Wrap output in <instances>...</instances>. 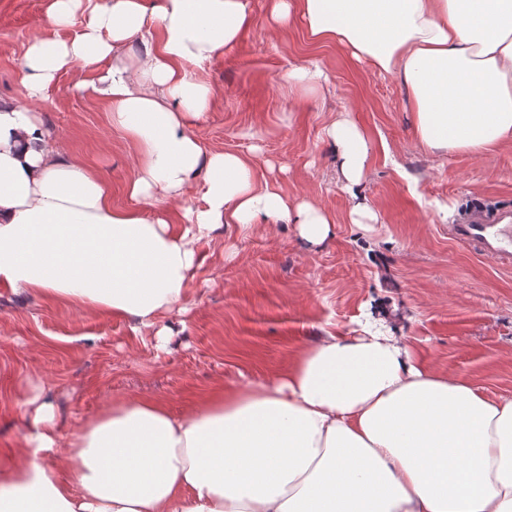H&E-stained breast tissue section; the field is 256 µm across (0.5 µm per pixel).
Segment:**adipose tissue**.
Returning a JSON list of instances; mask_svg holds the SVG:
<instances>
[{
    "label": "adipose tissue",
    "instance_id": "ef3b65f1",
    "mask_svg": "<svg viewBox=\"0 0 512 512\" xmlns=\"http://www.w3.org/2000/svg\"><path fill=\"white\" fill-rule=\"evenodd\" d=\"M271 36L300 17L405 85L418 143L478 159L512 142V0H270ZM69 38L34 36L29 98L59 72H93L138 163L126 192L63 155L38 112L0 102V288L174 334L194 245L219 226L296 224L321 245L336 222L258 182L248 156L205 152L190 127L213 106L196 67L250 27L247 0H44ZM146 50L130 66L129 42ZM355 224L369 134L349 111L325 128ZM201 196H194L195 187ZM183 201L173 223L161 200ZM0 466V512H512V399L426 365L382 320L326 331L276 378L217 386L181 414L164 400H113L68 435L41 392ZM67 470L69 480L60 479Z\"/></svg>",
    "mask_w": 512,
    "mask_h": 512
}]
</instances>
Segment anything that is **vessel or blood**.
Here are the masks:
<instances>
[{
	"instance_id": "1",
	"label": "vessel or blood",
	"mask_w": 512,
	"mask_h": 512,
	"mask_svg": "<svg viewBox=\"0 0 512 512\" xmlns=\"http://www.w3.org/2000/svg\"><path fill=\"white\" fill-rule=\"evenodd\" d=\"M450 236L459 245L496 259L501 265H512V219L504 214L492 218L479 215L467 223L452 225Z\"/></svg>"
}]
</instances>
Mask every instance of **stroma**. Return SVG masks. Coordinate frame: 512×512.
I'll return each mask as SVG.
<instances>
[{
    "label": "stroma",
    "instance_id": "obj_1",
    "mask_svg": "<svg viewBox=\"0 0 512 512\" xmlns=\"http://www.w3.org/2000/svg\"><path fill=\"white\" fill-rule=\"evenodd\" d=\"M252 25L196 75L214 90L210 112L191 132L208 151L250 157L258 180L336 217L312 247L295 225L225 224L196 246L185 327L157 349L152 331L129 319L88 315L0 289V464L10 461L35 389L53 400L62 432L112 399L163 398L177 413L220 384L285 372L326 330H349L368 315L437 371L470 381L493 399L512 398V267L457 245L453 220L512 213V143L483 159L434 154L417 142L404 85L372 73L338 44L311 41L300 20L271 37L269 0H248ZM36 34L70 37L51 25L44 0H0V99L21 101L20 62ZM320 67V91H288L289 69ZM93 74L62 72L41 101L59 149L91 165L129 205L135 151L91 89ZM350 110L370 136L363 194L374 227L351 223V203L322 130Z\"/></svg>",
    "mask_w": 512,
    "mask_h": 512
}]
</instances>
